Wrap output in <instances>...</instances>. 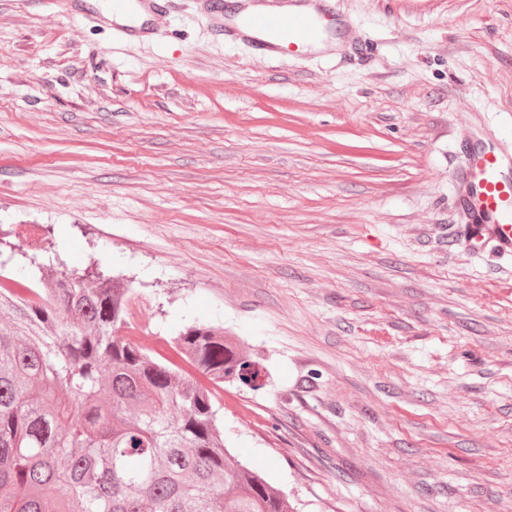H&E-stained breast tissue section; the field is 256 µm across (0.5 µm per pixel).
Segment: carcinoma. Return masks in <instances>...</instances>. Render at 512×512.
I'll return each instance as SVG.
<instances>
[{"instance_id": "1", "label": "carcinoma", "mask_w": 512, "mask_h": 512, "mask_svg": "<svg viewBox=\"0 0 512 512\" xmlns=\"http://www.w3.org/2000/svg\"><path fill=\"white\" fill-rule=\"evenodd\" d=\"M0 288V512H288L224 448L216 389H258L260 360L210 324L128 336L129 289L98 271Z\"/></svg>"}]
</instances>
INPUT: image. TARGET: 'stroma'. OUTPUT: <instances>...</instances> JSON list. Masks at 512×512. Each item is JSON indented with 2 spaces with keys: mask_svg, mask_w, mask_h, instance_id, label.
I'll list each match as a JSON object with an SVG mask.
<instances>
[{
  "mask_svg": "<svg viewBox=\"0 0 512 512\" xmlns=\"http://www.w3.org/2000/svg\"><path fill=\"white\" fill-rule=\"evenodd\" d=\"M0 0V239L130 288L155 351L223 327L231 454L291 512H512V260L459 242L454 169L512 151V0H338L294 57L209 0L123 38Z\"/></svg>",
  "mask_w": 512,
  "mask_h": 512,
  "instance_id": "1",
  "label": "stroma"
}]
</instances>
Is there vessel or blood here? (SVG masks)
I'll use <instances>...</instances> for the list:
<instances>
[{"instance_id": "vessel-or-blood-1", "label": "vessel or blood", "mask_w": 512, "mask_h": 512, "mask_svg": "<svg viewBox=\"0 0 512 512\" xmlns=\"http://www.w3.org/2000/svg\"><path fill=\"white\" fill-rule=\"evenodd\" d=\"M344 27L334 0H319L310 10L240 12L224 23L227 35L245 38L271 56L301 52L315 34ZM455 176L469 248L490 243L500 255L512 257V156L489 141L472 144Z\"/></svg>"}]
</instances>
